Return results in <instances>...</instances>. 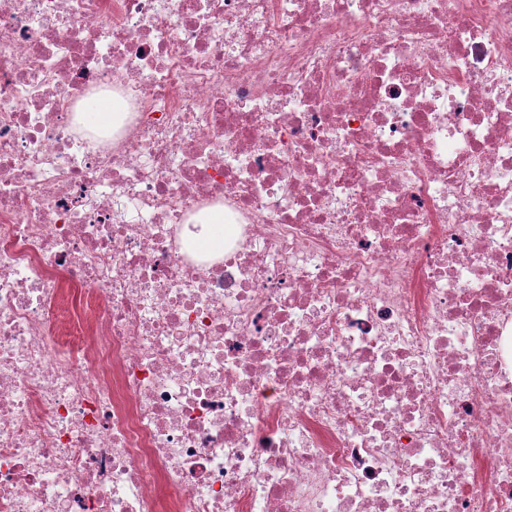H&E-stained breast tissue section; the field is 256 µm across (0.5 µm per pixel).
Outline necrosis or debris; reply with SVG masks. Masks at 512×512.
Returning a JSON list of instances; mask_svg holds the SVG:
<instances>
[{"label":"necrosis or debris","instance_id":"obj_1","mask_svg":"<svg viewBox=\"0 0 512 512\" xmlns=\"http://www.w3.org/2000/svg\"><path fill=\"white\" fill-rule=\"evenodd\" d=\"M0 512H512V0H0ZM196 224L197 231L185 230V239L198 251L217 255L224 250V211L214 209L205 214Z\"/></svg>","mask_w":512,"mask_h":512}]
</instances>
